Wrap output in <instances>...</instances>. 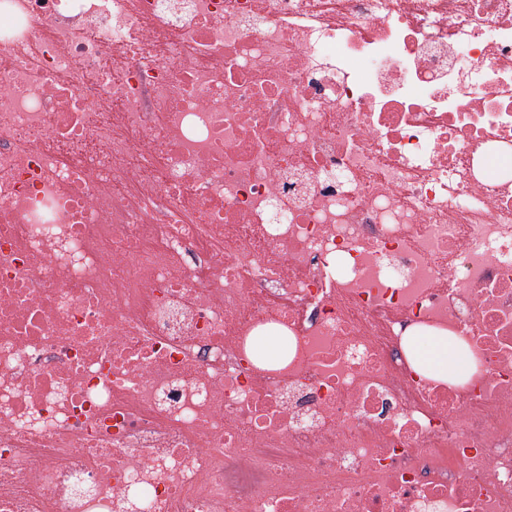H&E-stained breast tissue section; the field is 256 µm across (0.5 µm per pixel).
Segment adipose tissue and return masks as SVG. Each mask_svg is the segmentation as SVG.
I'll return each instance as SVG.
<instances>
[{"mask_svg": "<svg viewBox=\"0 0 512 512\" xmlns=\"http://www.w3.org/2000/svg\"><path fill=\"white\" fill-rule=\"evenodd\" d=\"M407 347L419 365L435 378L463 382L475 372V360L467 348L442 336H412Z\"/></svg>", "mask_w": 512, "mask_h": 512, "instance_id": "obj_1", "label": "adipose tissue"}]
</instances>
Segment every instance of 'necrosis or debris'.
Listing matches in <instances>:
<instances>
[{
	"instance_id": "necrosis-or-debris-1",
	"label": "necrosis or debris",
	"mask_w": 512,
	"mask_h": 512,
	"mask_svg": "<svg viewBox=\"0 0 512 512\" xmlns=\"http://www.w3.org/2000/svg\"><path fill=\"white\" fill-rule=\"evenodd\" d=\"M0 512H512V0H0ZM407 347L418 364L435 378L464 382L475 372V360L467 348H458L442 336H409Z\"/></svg>"
}]
</instances>
